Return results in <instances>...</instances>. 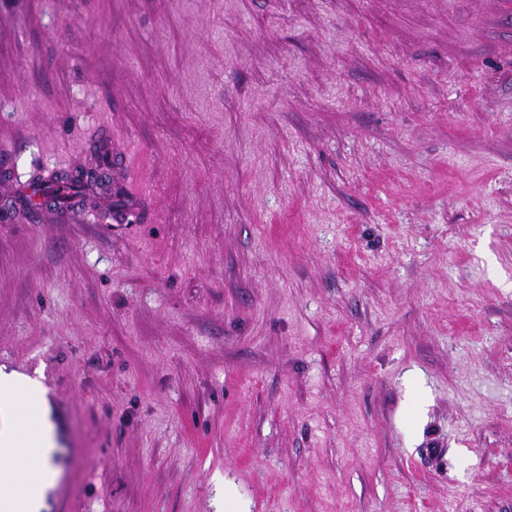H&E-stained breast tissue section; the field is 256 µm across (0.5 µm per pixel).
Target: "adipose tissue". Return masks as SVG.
<instances>
[{
  "label": "adipose tissue",
  "instance_id": "ef3b65f1",
  "mask_svg": "<svg viewBox=\"0 0 512 512\" xmlns=\"http://www.w3.org/2000/svg\"><path fill=\"white\" fill-rule=\"evenodd\" d=\"M34 406L25 429L16 423L15 397ZM54 445L49 407L39 381L0 371V512H42L47 490L58 469L50 453ZM37 464H30V454Z\"/></svg>",
  "mask_w": 512,
  "mask_h": 512
}]
</instances>
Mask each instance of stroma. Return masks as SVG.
<instances>
[{
    "mask_svg": "<svg viewBox=\"0 0 512 512\" xmlns=\"http://www.w3.org/2000/svg\"><path fill=\"white\" fill-rule=\"evenodd\" d=\"M3 366L44 512H512V0H0ZM100 148V156L94 159V162L97 163L102 156L112 159L113 167L111 162L109 163V161L106 160L104 165H99V168L109 172L112 167L114 180H120L123 175H125L128 168L126 156H117L118 152L112 151V137L108 133L102 138ZM123 158L125 160H123ZM104 171L95 168H78L71 172H63L61 175H58L56 182L52 181L49 192H47L44 187L40 190L44 193L51 194L49 198L54 201V206L82 196L86 189L91 186L106 187L112 190V177ZM85 172H94L96 176L93 178L89 176L85 178Z\"/></svg>",
    "mask_w": 512,
    "mask_h": 512,
    "instance_id": "obj_1",
    "label": "stroma"
}]
</instances>
